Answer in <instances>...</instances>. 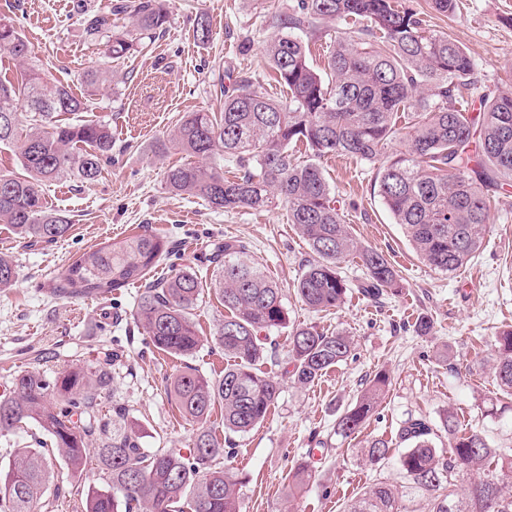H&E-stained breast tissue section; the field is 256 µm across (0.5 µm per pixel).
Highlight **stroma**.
<instances>
[{
    "label": "stroma",
    "mask_w": 512,
    "mask_h": 512,
    "mask_svg": "<svg viewBox=\"0 0 512 512\" xmlns=\"http://www.w3.org/2000/svg\"><path fill=\"white\" fill-rule=\"evenodd\" d=\"M418 12L427 29L449 34L477 65L475 96L495 92L512 81V0H458L455 15L434 11L431 0H401ZM110 0H0V16L14 18L34 46L32 63L44 80L68 85L82 97L83 73L101 66L112 81L101 86L95 118L108 121L114 146L112 164L97 181H55L44 188L48 208L68 217L71 228L53 243L19 239L0 223V254L9 256L19 276L0 290V394L14 375L37 371L54 377L63 366H89L102 349L121 353L112 367V388L100 408L111 413L121 405L138 421L140 443L147 451L187 447L194 426L166 393V380L184 366L223 375L227 361L213 342L224 318V305L211 284L194 311L201 342L193 357L182 359L149 346L132 319L138 286L108 297H58L52 281L77 256L97 244L151 233L173 241L175 251L155 277L193 267L204 246L228 240L249 242L253 258L285 288L291 323L326 332H343L353 340L349 357L318 381L300 386L289 379L288 329L267 340L262 368L278 376L281 392L265 421L235 438L232 465L242 484V512H345L366 487L384 480L404 486L396 460L380 469L357 460L355 451L376 437L396 436L413 416L439 424L454 412L462 430L481 431L497 448H512V404H495V339L512 327V207L501 196L490 200L484 244L458 271L432 270L412 249L374 194L377 169L347 157L327 155L318 164L350 217L356 238L382 250L399 272L403 288L375 301L350 290L332 312L307 309L292 286L311 252L283 206L262 211H224L203 198L171 193L164 182L167 167L185 157L170 151L158 157L157 145L170 138L187 113L217 112L224 98L215 86L227 73L252 75L263 92L285 100L287 90L270 75L265 46L297 0H171L166 32L134 59H108L88 39L86 13L107 9ZM206 18L213 39L195 42L192 31ZM363 214L353 217L350 201ZM429 318L427 332L416 328ZM384 372L389 387L375 412L349 438L334 432L340 409L355 403L363 385ZM33 448L48 463L50 479L32 512H83V494L99 487L95 457L83 471L68 469L49 436L26 425L0 435V472H7L18 451ZM311 460L313 482L296 499L288 498V473Z\"/></svg>",
    "instance_id": "35a3bbf8"
}]
</instances>
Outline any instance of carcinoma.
<instances>
[{"instance_id":"1","label":"carcinoma","mask_w":512,"mask_h":512,"mask_svg":"<svg viewBox=\"0 0 512 512\" xmlns=\"http://www.w3.org/2000/svg\"><path fill=\"white\" fill-rule=\"evenodd\" d=\"M128 5L85 19L89 39L107 58H131L162 35L169 22V0H138L132 28L116 32L112 15ZM321 23L336 28L330 41V78L309 61L302 35ZM288 31L275 34L266 55L288 100L268 97L243 74L220 86L221 112H190L179 123L169 147L201 159L234 163L236 175L221 167L192 162L169 168L167 188L199 196L226 211L262 210L279 201L312 253L294 283L300 300L315 311L338 308L349 285L341 262L357 256L365 269L357 285L379 299L399 292L402 279L383 252L361 246L342 219L329 181L315 159L336 154L377 166L375 188L394 223L404 227L415 252L434 270L454 273L483 245L490 193L512 184V85L482 97L479 111H468L475 86V62L448 34L427 30L423 20L395 0H298L284 19ZM0 49L23 66L31 43L11 19L0 18ZM109 81L91 68L84 82L96 89ZM27 101L20 119L18 101ZM93 98L74 96L32 69L0 79V145L14 148L21 172H0V223L22 239L52 243L69 230V219L50 211L44 186L51 181L91 183L112 162V128L105 121L79 119L95 109ZM399 142L405 149L398 150ZM302 143L311 159L289 153ZM169 241L138 235L83 253L55 280L51 292L69 297L106 296L137 284L143 288L133 316L153 348L190 357L200 344L193 311L201 297L198 271L172 270L161 280L150 273L170 258ZM212 276L224 303V320L214 343L231 364L212 379L187 366L167 382V394L183 416L197 425L190 448H141L138 424L123 408L111 418L100 409L111 390L114 354L95 365L64 367L48 380L24 371L0 395V433L34 424L50 435L72 470H82L88 445H96L103 487L88 492L84 512H240V481L231 466L232 437L249 434L265 420L280 390L277 377L261 370L262 334L288 324L283 288L249 258L240 240L213 243ZM18 278L13 260L0 256V288ZM495 377L501 394L512 396V329L497 337ZM342 332L325 333L299 324L288 336L294 383L310 385L351 353ZM388 378L377 375L355 405L336 417V434L357 433L376 408ZM224 408V441L208 425L215 405ZM448 447L435 444L437 431L426 420H404L397 438L407 444L398 459L407 486L379 481L345 512H409L403 498L422 497L428 512H512V451L492 447L478 430L464 432L453 412L441 420ZM393 440L373 438L359 450L371 467L389 460ZM478 479L462 487L459 478ZM303 461L289 473L288 497L312 480ZM48 479V466L36 450L17 455L0 485V512H31Z\"/></svg>"}]
</instances>
